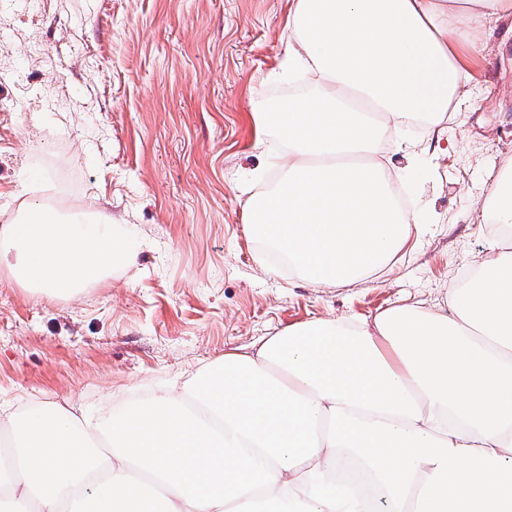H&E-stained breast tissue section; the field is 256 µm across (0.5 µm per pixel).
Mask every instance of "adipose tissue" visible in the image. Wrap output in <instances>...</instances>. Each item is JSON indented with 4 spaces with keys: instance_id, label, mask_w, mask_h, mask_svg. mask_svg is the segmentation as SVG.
Returning a JSON list of instances; mask_svg holds the SVG:
<instances>
[{
    "instance_id": "1",
    "label": "adipose tissue",
    "mask_w": 512,
    "mask_h": 512,
    "mask_svg": "<svg viewBox=\"0 0 512 512\" xmlns=\"http://www.w3.org/2000/svg\"><path fill=\"white\" fill-rule=\"evenodd\" d=\"M512 17V0H294L288 71L320 82L260 127L285 144L248 198L254 238L317 288L385 268L414 212L378 160L386 124L440 136L468 96L461 47ZM133 251L100 224L28 206L0 225V264L46 295L109 278ZM446 307H391L372 322L292 325L207 365L187 390L110 416L109 451L86 419L0 404L19 435L1 493L25 512H512V248L495 240ZM156 482L163 503L139 495Z\"/></svg>"
}]
</instances>
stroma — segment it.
<instances>
[{"instance_id": "obj_1", "label": "stroma", "mask_w": 512, "mask_h": 512, "mask_svg": "<svg viewBox=\"0 0 512 512\" xmlns=\"http://www.w3.org/2000/svg\"><path fill=\"white\" fill-rule=\"evenodd\" d=\"M293 0H0V225L26 203L113 225L134 265L73 298L0 266V403L97 419L156 396L252 341L317 318L358 322L444 305L493 230L478 211L512 157V22L487 24L471 99L440 140L411 121L381 157L420 215L392 264L315 288L247 230V199L275 177L266 101L313 90L288 74Z\"/></svg>"}]
</instances>
